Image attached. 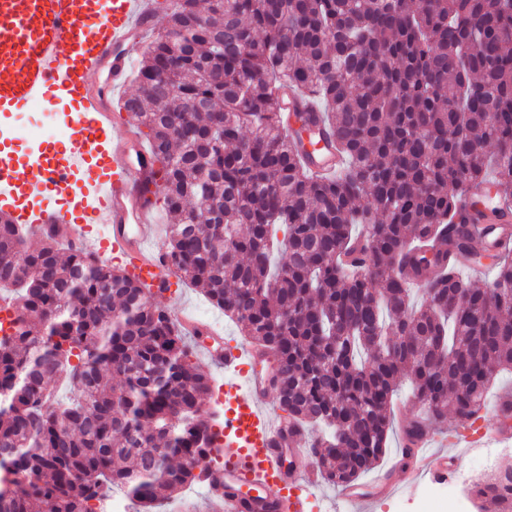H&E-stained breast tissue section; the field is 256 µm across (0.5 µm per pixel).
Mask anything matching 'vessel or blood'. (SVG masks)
Returning <instances> with one entry per match:
<instances>
[{
    "mask_svg": "<svg viewBox=\"0 0 512 512\" xmlns=\"http://www.w3.org/2000/svg\"><path fill=\"white\" fill-rule=\"evenodd\" d=\"M154 9L155 0H0V112L48 106L62 95L82 133L76 152L47 144L35 178L0 160V216L14 210L16 223L53 228L74 249L100 245L152 295L163 297L173 282L152 246L156 226L145 192L150 155L134 133L112 137L114 114L96 90L104 70L113 88L125 85L130 56L122 48L150 25ZM39 197L59 205L35 207ZM204 352L225 373L246 375L245 394L236 397L224 423L237 451L222 470L206 474L204 485L223 491L224 512H275L283 500L290 512H309L317 472L286 471L284 458L305 461L309 451L277 447L284 426L267 411L272 399L264 377L246 369L252 351L208 346ZM411 456L414 475L447 480V451L424 454L415 447Z\"/></svg>",
    "mask_w": 512,
    "mask_h": 512,
    "instance_id": "obj_1",
    "label": "vessel or blood"
}]
</instances>
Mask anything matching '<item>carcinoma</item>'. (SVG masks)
I'll use <instances>...</instances> for the list:
<instances>
[{
	"label": "carcinoma",
	"mask_w": 512,
	"mask_h": 512,
	"mask_svg": "<svg viewBox=\"0 0 512 512\" xmlns=\"http://www.w3.org/2000/svg\"><path fill=\"white\" fill-rule=\"evenodd\" d=\"M122 108L148 142L165 256L278 362L288 433L315 427L322 479L346 488L387 448L409 382L423 439L472 426L512 371V253L470 230L512 184V0H173ZM300 99L289 125L284 98ZM345 164L317 175L303 134ZM280 252L270 249L276 229ZM0 217V512H95L123 490L155 512L223 450L211 378L141 283ZM496 269L476 286L461 264ZM426 300L413 302L414 288ZM70 396L57 399V388ZM501 470L482 512L501 508Z\"/></svg>",
	"instance_id": "obj_1"
}]
</instances>
